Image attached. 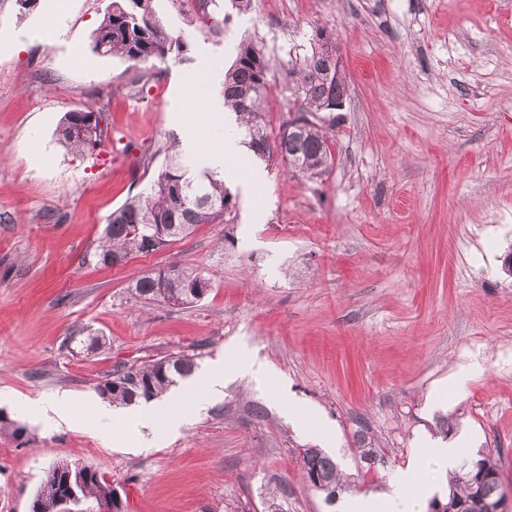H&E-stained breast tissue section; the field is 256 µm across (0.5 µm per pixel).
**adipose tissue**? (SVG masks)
Returning <instances> with one entry per match:
<instances>
[{"label": "adipose tissue", "instance_id": "ef3b65f1", "mask_svg": "<svg viewBox=\"0 0 512 512\" xmlns=\"http://www.w3.org/2000/svg\"><path fill=\"white\" fill-rule=\"evenodd\" d=\"M179 120L184 129L181 150L191 165L223 175L241 149L236 121H225L219 101L206 93L197 96L192 110H180ZM268 375L266 362L233 357L210 363L180 389L163 397L128 406L100 402L95 409L111 421L112 438L122 442L124 448H149L159 437L180 435L196 414L223 394L227 382L242 376ZM463 448L460 441L450 446L434 445L416 468L399 471L382 497L363 500L362 512H391L395 504L402 512H424L428 499L437 490L434 475L447 474L455 467Z\"/></svg>", "mask_w": 512, "mask_h": 512}]
</instances>
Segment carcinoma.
Segmentation results:
<instances>
[{"mask_svg": "<svg viewBox=\"0 0 512 512\" xmlns=\"http://www.w3.org/2000/svg\"><path fill=\"white\" fill-rule=\"evenodd\" d=\"M156 0H112L94 32L93 50L100 55L120 56L137 64L164 62L175 54L187 61L184 33L170 29L158 15ZM322 45L312 41L306 54L281 64L282 79L294 101L300 104L289 121L303 122L298 136L269 131L263 112V97L274 78L273 65L263 49L251 40L240 42L237 55L224 72V109L236 114L241 144L250 156L267 163L280 160L292 172L318 178L333 166V139L321 112L326 101L348 87L336 78V65L322 60ZM59 140L76 154H91L110 138L104 108L95 104L65 114L58 129ZM164 164L157 178L140 193L112 212L103 236L92 253L97 262L116 265L132 256L164 249L182 239L200 224H222L231 212L232 196L224 180L204 171L190 175V166L175 138L164 145ZM180 192H175V189ZM211 288V279L198 268H173L149 272L133 285L135 299L170 307H190ZM197 367L193 355L174 353L146 362L120 363L95 385L98 395L114 405H131L140 399L158 398ZM27 428L0 411V435L22 438ZM298 459L308 485L324 494L329 503L342 490L344 475L336 462L320 448H302ZM77 498L66 506L68 476ZM111 477L91 465L56 462L53 473L44 476L31 501L30 512H79L92 501L112 512H124L123 500L115 496ZM503 497L499 459L492 451H480L448 481L445 500L433 497L429 505L442 503L447 512H486L487 504Z\"/></svg>", "mask_w": 512, "mask_h": 512, "instance_id": "obj_1", "label": "carcinoma"}]
</instances>
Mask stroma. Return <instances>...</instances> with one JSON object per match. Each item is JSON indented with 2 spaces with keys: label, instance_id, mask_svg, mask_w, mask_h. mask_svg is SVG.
<instances>
[{
  "label": "stroma",
  "instance_id": "stroma-1",
  "mask_svg": "<svg viewBox=\"0 0 512 512\" xmlns=\"http://www.w3.org/2000/svg\"><path fill=\"white\" fill-rule=\"evenodd\" d=\"M60 30L32 40L49 0L19 16L0 0V411L28 428L0 437V512H29L46 469L93 465L127 512H355L360 498L439 438V418L469 454L489 448L512 503V0H217L215 28L157 0L190 36V59L136 68L91 43L110 0H58ZM340 43L350 97L332 130L336 162L318 179L265 167L253 194L224 177L234 207L165 249L116 266L92 256L109 215L164 159L171 104L203 64L227 69L239 43L308 48L315 30ZM104 106L110 140L81 156L58 139L66 112ZM39 128L40 142L28 139ZM200 267L212 278L190 308L144 304L142 274ZM108 348L90 353L86 336ZM264 358V381L227 383L220 402L177 438L133 453L102 432L94 385L122 362L170 353L206 364ZM472 374L458 376L459 366ZM325 428L305 432L272 404L279 380ZM72 400L57 425L20 404ZM370 442L382 465L360 459ZM322 448L351 480L335 505L307 485L297 450Z\"/></svg>",
  "mask_w": 512,
  "mask_h": 512
}]
</instances>
